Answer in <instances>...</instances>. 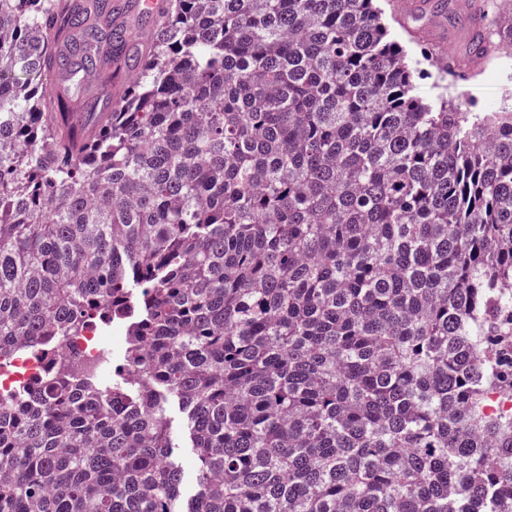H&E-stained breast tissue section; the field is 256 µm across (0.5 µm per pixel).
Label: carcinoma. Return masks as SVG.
Listing matches in <instances>:
<instances>
[{
	"label": "carcinoma",
	"mask_w": 512,
	"mask_h": 512,
	"mask_svg": "<svg viewBox=\"0 0 512 512\" xmlns=\"http://www.w3.org/2000/svg\"><path fill=\"white\" fill-rule=\"evenodd\" d=\"M125 7L0 0V357L130 320L0 399V512H512V106L416 95L375 0H168L78 116ZM102 70L105 72L106 81L97 86H89L84 81V83H81L79 88H77L79 99L97 98L101 105L102 103L114 102L127 93L132 83H117L113 80L111 83L107 72L104 69ZM122 336L123 325L120 323L112 326V336L108 341L102 339L95 327H86L80 336H69L66 348L67 357L104 375L106 373V354L112 351L113 358L114 355H120L125 349V341L122 340L117 351V343ZM173 458L182 472V496L184 499L197 492V467L194 448H173Z\"/></svg>",
	"instance_id": "obj_1"
}]
</instances>
